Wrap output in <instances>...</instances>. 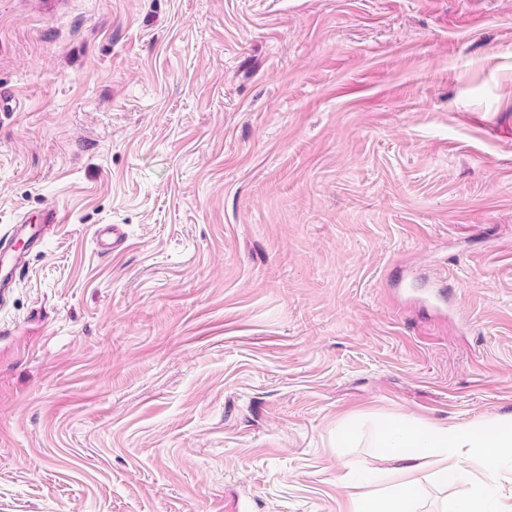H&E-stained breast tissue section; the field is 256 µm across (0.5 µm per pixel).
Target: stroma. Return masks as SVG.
<instances>
[{"label": "stroma", "instance_id": "obj_1", "mask_svg": "<svg viewBox=\"0 0 512 512\" xmlns=\"http://www.w3.org/2000/svg\"><path fill=\"white\" fill-rule=\"evenodd\" d=\"M52 204L0 512H355L381 420L512 422V0H0V235ZM128 235L121 224H104L96 231V247L101 253H118L125 248Z\"/></svg>", "mask_w": 512, "mask_h": 512}]
</instances>
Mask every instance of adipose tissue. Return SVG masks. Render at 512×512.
Wrapping results in <instances>:
<instances>
[{
  "instance_id": "1",
  "label": "adipose tissue",
  "mask_w": 512,
  "mask_h": 512,
  "mask_svg": "<svg viewBox=\"0 0 512 512\" xmlns=\"http://www.w3.org/2000/svg\"><path fill=\"white\" fill-rule=\"evenodd\" d=\"M379 453L399 461V468L350 470L341 476L359 492L356 512H416L423 492L421 470H428L431 480L445 486L471 483L476 467L484 470L483 481L458 499L452 512H507L496 498L495 475L502 460L512 458V422L467 430L391 417L380 424Z\"/></svg>"
}]
</instances>
